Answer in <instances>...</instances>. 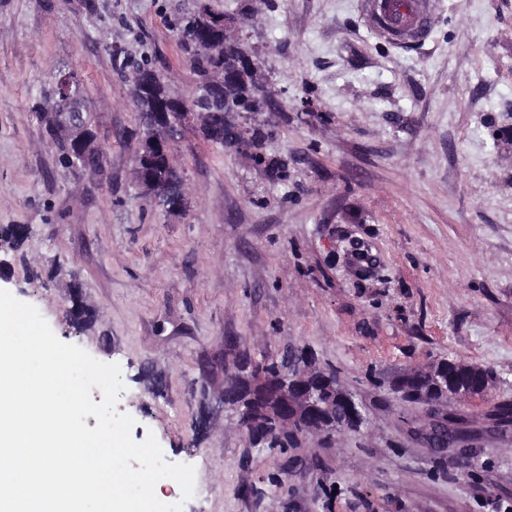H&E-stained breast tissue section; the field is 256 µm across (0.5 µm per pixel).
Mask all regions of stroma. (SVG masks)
<instances>
[{
    "mask_svg": "<svg viewBox=\"0 0 512 512\" xmlns=\"http://www.w3.org/2000/svg\"><path fill=\"white\" fill-rule=\"evenodd\" d=\"M196 0H0V224H24L1 288L61 341L121 368L117 410L192 465L183 512H512V0H435L425 43L369 27L361 0H208L258 67L241 147L198 122L173 143L180 215L141 199L140 134L114 51L196 76L170 18ZM84 90L99 162L69 167L35 113ZM80 289L91 324L71 326ZM304 346L363 405L357 432L251 447L224 387L239 357ZM460 358L493 376L456 402L476 453L415 435L439 406L405 370ZM287 472L284 486L275 478Z\"/></svg>",
    "mask_w": 512,
    "mask_h": 512,
    "instance_id": "1",
    "label": "stroma"
}]
</instances>
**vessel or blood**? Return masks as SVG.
Here are the masks:
<instances>
[{
  "instance_id": "obj_1",
  "label": "vessel or blood",
  "mask_w": 512,
  "mask_h": 512,
  "mask_svg": "<svg viewBox=\"0 0 512 512\" xmlns=\"http://www.w3.org/2000/svg\"><path fill=\"white\" fill-rule=\"evenodd\" d=\"M362 7L372 28L402 44L423 42L432 26V0H406L398 7L397 0H362Z\"/></svg>"
}]
</instances>
